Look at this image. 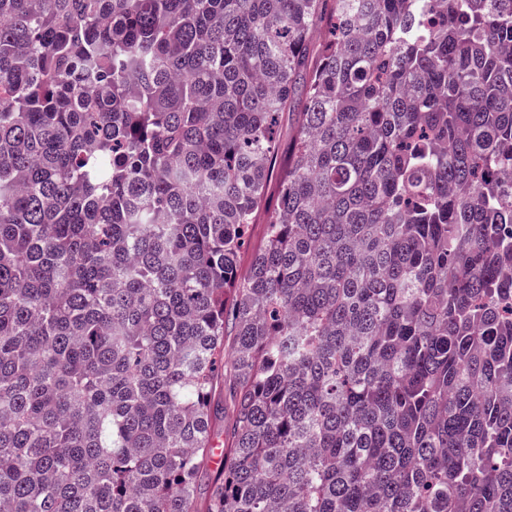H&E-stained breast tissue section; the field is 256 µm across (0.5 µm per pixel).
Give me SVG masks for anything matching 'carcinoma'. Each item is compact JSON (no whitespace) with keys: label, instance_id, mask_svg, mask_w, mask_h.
I'll return each mask as SVG.
<instances>
[{"label":"carcinoma","instance_id":"cac0c4a2","mask_svg":"<svg viewBox=\"0 0 512 512\" xmlns=\"http://www.w3.org/2000/svg\"><path fill=\"white\" fill-rule=\"evenodd\" d=\"M494 169L512 0H0V512H512ZM301 108L302 101L297 100L290 109L282 112L279 116L277 135L282 146L285 148L295 135L296 122L294 112H300ZM264 233L265 224H263V219L261 218L257 224L252 225L251 245L247 249L243 250L240 254L238 266V274L240 278L243 279L248 274L253 255L261 244ZM228 381L229 375H225L224 369L219 370L218 377L213 385V402L215 406L218 405V409L223 408L219 411L220 413L212 428L213 441L219 442L221 444L220 448H224V444L227 445L234 421Z\"/></svg>","mask_w":512,"mask_h":512}]
</instances>
